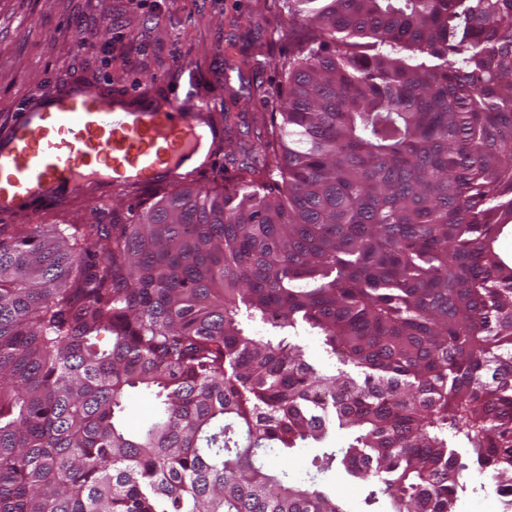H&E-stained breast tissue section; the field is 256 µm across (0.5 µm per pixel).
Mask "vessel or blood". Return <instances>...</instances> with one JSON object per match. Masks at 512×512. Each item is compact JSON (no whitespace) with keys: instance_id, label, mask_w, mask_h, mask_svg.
Here are the masks:
<instances>
[{"instance_id":"vessel-or-blood-1","label":"vessel or blood","mask_w":512,"mask_h":512,"mask_svg":"<svg viewBox=\"0 0 512 512\" xmlns=\"http://www.w3.org/2000/svg\"><path fill=\"white\" fill-rule=\"evenodd\" d=\"M207 110L175 92L158 98L103 82L45 85L0 135V218L81 195L92 180L108 192L130 182L179 183Z\"/></svg>"}]
</instances>
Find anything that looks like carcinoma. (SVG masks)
I'll return each instance as SVG.
<instances>
[{
  "instance_id": "carcinoma-1",
  "label": "carcinoma",
  "mask_w": 512,
  "mask_h": 512,
  "mask_svg": "<svg viewBox=\"0 0 512 512\" xmlns=\"http://www.w3.org/2000/svg\"><path fill=\"white\" fill-rule=\"evenodd\" d=\"M275 3L285 89L222 191L0 236V512H457L475 466L512 492V0ZM301 448L308 484L269 463ZM154 411L155 403L150 395L135 393L128 402L127 423L132 428L143 426L152 419Z\"/></svg>"
}]
</instances>
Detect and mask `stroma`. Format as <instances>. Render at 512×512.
I'll list each match as a JSON object with an SVG mask.
<instances>
[{
	"mask_svg": "<svg viewBox=\"0 0 512 512\" xmlns=\"http://www.w3.org/2000/svg\"><path fill=\"white\" fill-rule=\"evenodd\" d=\"M281 29L274 0H0V132L48 82L134 85L153 94L176 87L209 103L205 122L219 131L205 163L187 173V182L221 187L234 172L225 154L237 142L258 149L266 140L253 115L271 111V104L254 99L251 113L242 115L234 92L277 88L282 76L276 63L288 51ZM258 49L265 64L234 70V63ZM228 112L239 115L229 130ZM163 190L160 184L138 185L100 200L70 197L9 222L108 224L113 210L151 204Z\"/></svg>",
	"mask_w": 512,
	"mask_h": 512,
	"instance_id": "obj_1",
	"label": "stroma"
}]
</instances>
